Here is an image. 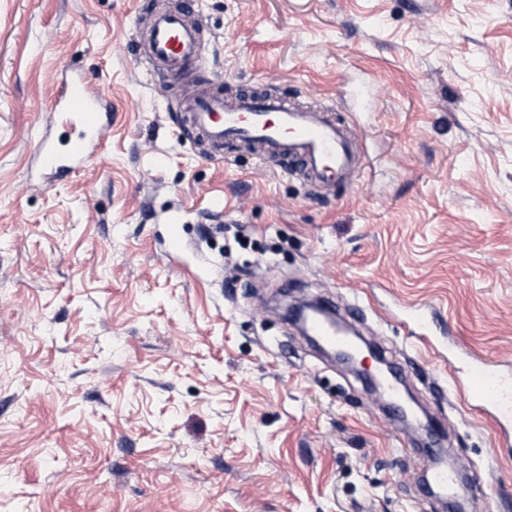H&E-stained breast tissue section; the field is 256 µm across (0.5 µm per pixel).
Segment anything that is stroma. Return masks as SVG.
<instances>
[{"label": "stroma", "mask_w": 512, "mask_h": 512, "mask_svg": "<svg viewBox=\"0 0 512 512\" xmlns=\"http://www.w3.org/2000/svg\"><path fill=\"white\" fill-rule=\"evenodd\" d=\"M197 77L138 61V0H0V512H449L425 430L321 358L284 297L359 303L445 434L470 512H512V452L457 397L512 370V0H200ZM77 69L112 100L102 156L28 177ZM335 107L367 154L312 191L234 142L176 137L197 81ZM187 242L171 257V232ZM446 318L429 348L409 305Z\"/></svg>", "instance_id": "35a3bbf8"}]
</instances>
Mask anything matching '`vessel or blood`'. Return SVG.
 <instances>
[{"instance_id": "b4317fda", "label": "vessel or blood", "mask_w": 512, "mask_h": 512, "mask_svg": "<svg viewBox=\"0 0 512 512\" xmlns=\"http://www.w3.org/2000/svg\"><path fill=\"white\" fill-rule=\"evenodd\" d=\"M187 8L153 13L142 35H134L139 55L152 69L170 77L197 72L203 65L202 28ZM112 101L85 74H63L49 100V109L70 129L64 146H56L50 132H43L30 159L42 185L62 176L77 175L102 152L98 130L110 120ZM332 107L300 105L294 96L269 93L227 96L200 86L192 99L183 101L171 114L174 127L205 142L209 157H224V143L235 139L254 145L265 161L286 164L314 190L345 185L360 174L366 161L347 126L337 123ZM433 310L424 304L409 308V321L422 344H429ZM305 332L329 349L349 346V339L335 330L325 311L305 318ZM472 409L512 422V376L495 364L475 360L459 390Z\"/></svg>"}]
</instances>
